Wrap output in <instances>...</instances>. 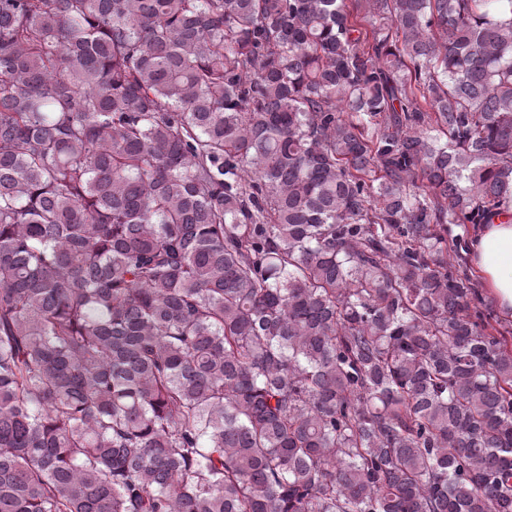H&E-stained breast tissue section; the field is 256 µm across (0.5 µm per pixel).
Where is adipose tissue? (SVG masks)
<instances>
[{
    "label": "adipose tissue",
    "instance_id": "adipose-tissue-1",
    "mask_svg": "<svg viewBox=\"0 0 512 512\" xmlns=\"http://www.w3.org/2000/svg\"><path fill=\"white\" fill-rule=\"evenodd\" d=\"M470 256L485 292L501 312L512 315V209L474 229Z\"/></svg>",
    "mask_w": 512,
    "mask_h": 512
}]
</instances>
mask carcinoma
Listing matches in <instances>:
<instances>
[{"instance_id":"obj_1","label":"carcinoma","mask_w":512,"mask_h":512,"mask_svg":"<svg viewBox=\"0 0 512 512\" xmlns=\"http://www.w3.org/2000/svg\"><path fill=\"white\" fill-rule=\"evenodd\" d=\"M512 0H0V512H512ZM450 227L452 236L463 235L469 241L473 231L468 255L470 269L479 283L484 303L510 330L512 316L507 315H512V206L507 212L493 217L489 224H478L474 230L473 224H452ZM472 264L479 271L483 286ZM483 288L494 302L484 295Z\"/></svg>"}]
</instances>
